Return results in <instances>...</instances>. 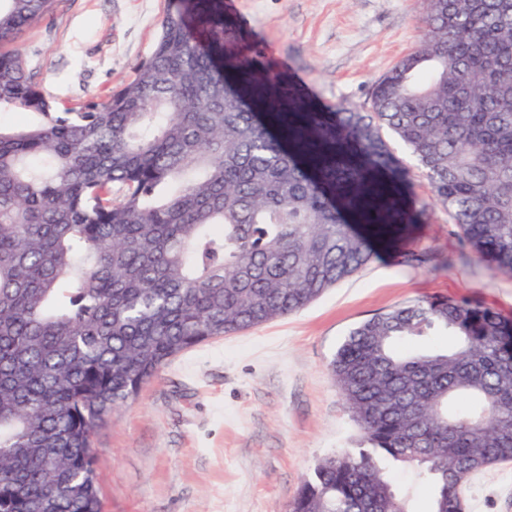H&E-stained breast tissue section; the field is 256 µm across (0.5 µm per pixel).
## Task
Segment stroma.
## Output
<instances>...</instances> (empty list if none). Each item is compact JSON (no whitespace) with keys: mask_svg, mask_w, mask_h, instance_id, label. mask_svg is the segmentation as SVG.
I'll list each match as a JSON object with an SVG mask.
<instances>
[{"mask_svg":"<svg viewBox=\"0 0 512 512\" xmlns=\"http://www.w3.org/2000/svg\"><path fill=\"white\" fill-rule=\"evenodd\" d=\"M246 46L320 106L365 105L421 41L419 0H226ZM168 0H64L16 39L60 107L130 82L153 51ZM428 214L381 255L299 312L215 338L168 361L97 429L104 512H288L317 462L359 431L330 363L347 332L433 297L512 319V276L471 253L424 178ZM466 512H512V462L476 473Z\"/></svg>","mask_w":512,"mask_h":512,"instance_id":"stroma-1","label":"stroma"}]
</instances>
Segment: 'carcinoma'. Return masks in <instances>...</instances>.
I'll return each instance as SVG.
<instances>
[{"label": "carcinoma", "mask_w": 512, "mask_h": 512, "mask_svg": "<svg viewBox=\"0 0 512 512\" xmlns=\"http://www.w3.org/2000/svg\"><path fill=\"white\" fill-rule=\"evenodd\" d=\"M424 37L368 107L322 110L241 55L226 0H169L151 55L59 111L16 35L59 0H0V512H101L93 435L178 354L294 314L403 240L434 201L512 276V0H420ZM446 334L452 346L402 352ZM331 373L361 433L290 512H414L391 467L465 512L512 461V322L434 298L349 331Z\"/></svg>", "instance_id": "carcinoma-1"}]
</instances>
